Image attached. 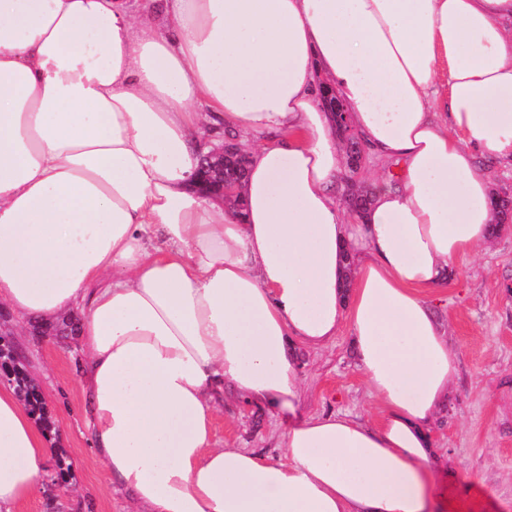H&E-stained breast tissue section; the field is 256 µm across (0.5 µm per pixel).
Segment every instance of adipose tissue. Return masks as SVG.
Here are the masks:
<instances>
[{"instance_id": "obj_1", "label": "adipose tissue", "mask_w": 512, "mask_h": 512, "mask_svg": "<svg viewBox=\"0 0 512 512\" xmlns=\"http://www.w3.org/2000/svg\"><path fill=\"white\" fill-rule=\"evenodd\" d=\"M332 87L371 160L336 201ZM249 156L195 189L204 135ZM512 165V0H0V303L78 312L93 449L132 512H436L458 357L425 291L489 244ZM349 327L382 419L298 418L296 344ZM294 417L285 461L217 446L225 396ZM46 443L0 388V512ZM364 162H365V158H364V154L362 153L360 155V160H359L360 167L358 168L357 166H354L353 173L356 178L359 176L358 180H359L360 184L365 186L366 188L370 189V186H371L370 183L374 176H384L393 181H397V172L392 165H378L376 167H369L368 165L362 166V164ZM363 170H364V172L362 174H360ZM340 190L349 204L354 206L356 209L365 210L367 205L370 204V192L358 185L356 181L350 182L348 175L343 178Z\"/></svg>"}]
</instances>
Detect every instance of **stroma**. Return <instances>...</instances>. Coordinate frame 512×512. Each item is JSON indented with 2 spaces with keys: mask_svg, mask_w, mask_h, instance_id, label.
<instances>
[{
  "mask_svg": "<svg viewBox=\"0 0 512 512\" xmlns=\"http://www.w3.org/2000/svg\"><path fill=\"white\" fill-rule=\"evenodd\" d=\"M429 298L459 356L448 407L432 430L448 491L443 512H512V222L453 263L446 284ZM65 329L62 318L44 329L20 326L0 306V332L22 351L17 366L39 384L54 423L46 465L54 467L61 454L72 464L64 480L47 482L17 512H127V494L111 484L90 445L79 386L82 350ZM298 360L305 414L378 423L379 406L353 359L349 328L321 347H299ZM285 428L266 409L230 398L214 421L218 442L272 462L285 459Z\"/></svg>",
  "mask_w": 512,
  "mask_h": 512,
  "instance_id": "1",
  "label": "stroma"
}]
</instances>
